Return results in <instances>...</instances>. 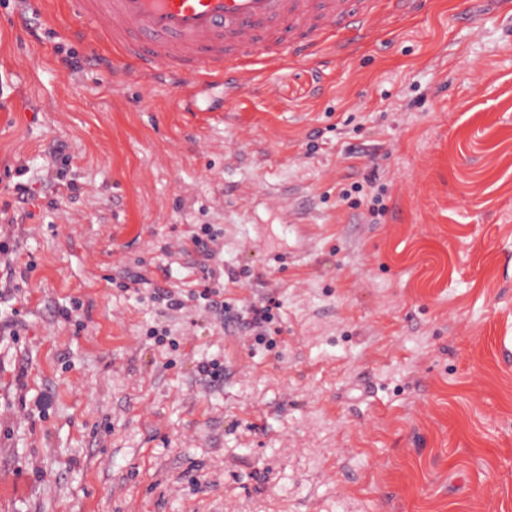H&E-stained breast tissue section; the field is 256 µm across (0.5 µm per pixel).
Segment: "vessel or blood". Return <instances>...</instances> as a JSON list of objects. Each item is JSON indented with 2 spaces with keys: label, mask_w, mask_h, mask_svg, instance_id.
<instances>
[{
  "label": "vessel or blood",
  "mask_w": 512,
  "mask_h": 512,
  "mask_svg": "<svg viewBox=\"0 0 512 512\" xmlns=\"http://www.w3.org/2000/svg\"><path fill=\"white\" fill-rule=\"evenodd\" d=\"M77 16L104 32L145 75L178 88L241 68L264 38L292 37L293 56L332 57L354 45L337 40L347 29L368 36L382 14L372 0H72Z\"/></svg>",
  "instance_id": "obj_1"
}]
</instances>
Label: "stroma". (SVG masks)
<instances>
[{"instance_id":"stroma-1","label":"stroma","mask_w":512,"mask_h":512,"mask_svg":"<svg viewBox=\"0 0 512 512\" xmlns=\"http://www.w3.org/2000/svg\"><path fill=\"white\" fill-rule=\"evenodd\" d=\"M88 29L0 0V512H512V14L418 0L187 107ZM369 174L377 219L341 198ZM138 274L274 295L270 345Z\"/></svg>"}]
</instances>
